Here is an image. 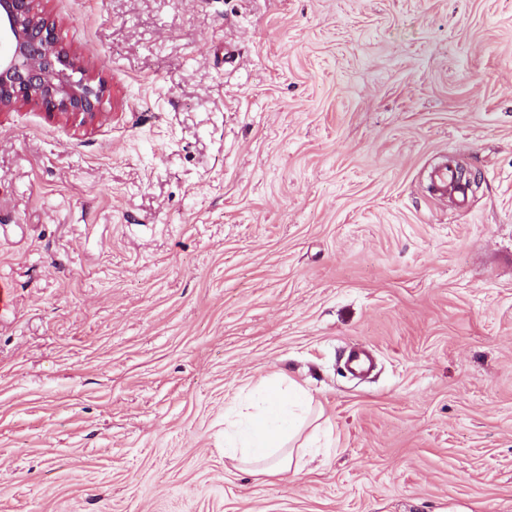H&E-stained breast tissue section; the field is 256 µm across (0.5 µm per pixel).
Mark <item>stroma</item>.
Segmentation results:
<instances>
[{
	"instance_id": "35a3bbf8",
	"label": "stroma",
	"mask_w": 512,
	"mask_h": 512,
	"mask_svg": "<svg viewBox=\"0 0 512 512\" xmlns=\"http://www.w3.org/2000/svg\"><path fill=\"white\" fill-rule=\"evenodd\" d=\"M38 8L106 92L0 112V512H512V0ZM279 374L329 446L233 469Z\"/></svg>"
}]
</instances>
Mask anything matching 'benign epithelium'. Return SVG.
Returning a JSON list of instances; mask_svg holds the SVG:
<instances>
[{"mask_svg":"<svg viewBox=\"0 0 512 512\" xmlns=\"http://www.w3.org/2000/svg\"><path fill=\"white\" fill-rule=\"evenodd\" d=\"M103 93L83 56L60 42L36 0H0V111L35 104L91 119Z\"/></svg>","mask_w":512,"mask_h":512,"instance_id":"1","label":"benign epithelium"}]
</instances>
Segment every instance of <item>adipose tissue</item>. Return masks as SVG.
<instances>
[{
  "instance_id": "1",
  "label": "adipose tissue",
  "mask_w": 512,
  "mask_h": 512,
  "mask_svg": "<svg viewBox=\"0 0 512 512\" xmlns=\"http://www.w3.org/2000/svg\"><path fill=\"white\" fill-rule=\"evenodd\" d=\"M313 399L296 383H267L264 405L244 426L224 436V455L235 469L275 477L303 470L304 447L319 438L311 428Z\"/></svg>"
}]
</instances>
